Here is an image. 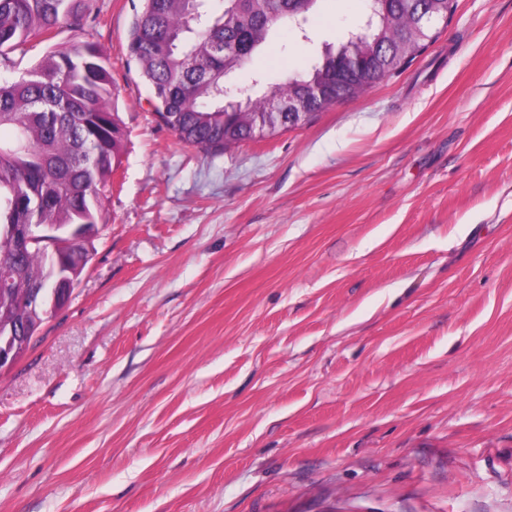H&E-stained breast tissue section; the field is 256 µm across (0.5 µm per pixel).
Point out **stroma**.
Returning a JSON list of instances; mask_svg holds the SVG:
<instances>
[{
    "mask_svg": "<svg viewBox=\"0 0 512 512\" xmlns=\"http://www.w3.org/2000/svg\"><path fill=\"white\" fill-rule=\"evenodd\" d=\"M97 44L127 132L69 305L0 374V512H512V0H452L359 98L214 153ZM318 0L230 80L356 30Z\"/></svg>",
    "mask_w": 512,
    "mask_h": 512,
    "instance_id": "stroma-1",
    "label": "stroma"
}]
</instances>
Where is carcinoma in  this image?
Segmentation results:
<instances>
[{"mask_svg": "<svg viewBox=\"0 0 512 512\" xmlns=\"http://www.w3.org/2000/svg\"><path fill=\"white\" fill-rule=\"evenodd\" d=\"M128 34L127 51L149 91V102L178 139L205 151H220L253 138L247 118L224 110V73L242 68L283 29L306 33L288 19L290 0L229 2V19L211 0H141ZM387 15L376 42L326 49L305 72L262 84L249 97V111H268L271 98L306 97L305 111L355 99L402 70L424 47L428 33L412 25L411 0H386ZM91 0H0V270L12 277L0 293V321L38 331L24 301L33 289L48 292L53 271L69 267L81 277L90 260L87 244L54 255L39 247L17 254L13 226L35 224L66 232L98 231L105 193L121 165L124 132L112 110V73L99 47L76 41L49 48L29 68L21 60L67 24L79 27ZM319 86L322 96H306Z\"/></svg>", "mask_w": 512, "mask_h": 512, "instance_id": "carcinoma-1", "label": "carcinoma"}]
</instances>
